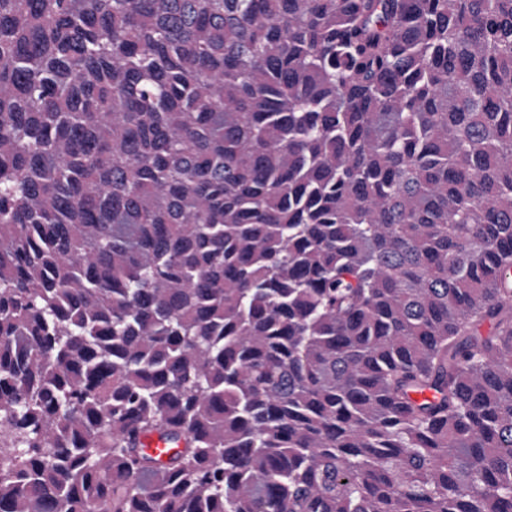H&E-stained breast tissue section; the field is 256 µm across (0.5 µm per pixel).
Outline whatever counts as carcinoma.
Wrapping results in <instances>:
<instances>
[{
	"label": "carcinoma",
	"mask_w": 512,
	"mask_h": 512,
	"mask_svg": "<svg viewBox=\"0 0 512 512\" xmlns=\"http://www.w3.org/2000/svg\"><path fill=\"white\" fill-rule=\"evenodd\" d=\"M511 268L512 0H0V512H512Z\"/></svg>",
	"instance_id": "1"
}]
</instances>
